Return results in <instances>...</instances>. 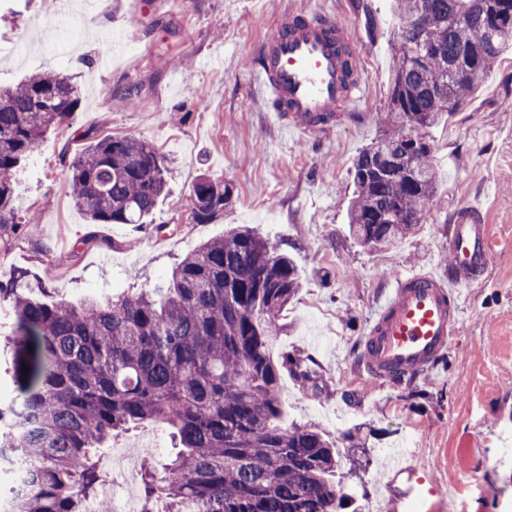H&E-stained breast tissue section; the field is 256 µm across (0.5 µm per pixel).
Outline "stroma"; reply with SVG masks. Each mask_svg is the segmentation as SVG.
Returning <instances> with one entry per match:
<instances>
[{
    "mask_svg": "<svg viewBox=\"0 0 512 512\" xmlns=\"http://www.w3.org/2000/svg\"><path fill=\"white\" fill-rule=\"evenodd\" d=\"M303 3L98 0L81 15L58 12L54 0H0V89L55 69L80 95L23 164L17 221L0 226V286L72 302L132 295L162 285L185 254L230 225L257 227L293 258L302 283L275 348L311 355L326 383L315 394L282 376L287 421L314 422L336 441L359 438L341 470L363 512H512V454L504 452L512 443V54L463 111L427 129L438 188L418 231L369 251L348 233L351 169L382 131L399 15L394 0H318L360 35L365 97L339 113L330 134L302 141L268 124L248 74L271 24ZM92 136H136L172 161L146 223L91 224L76 208L62 153ZM203 174L234 188L232 206L208 224L191 218ZM468 200L482 202L491 226L485 280L465 295L441 368L381 388L360 362L366 323L393 274L447 267L452 214ZM406 438L409 465L438 495L407 497L402 482H389L384 459Z\"/></svg>",
    "mask_w": 512,
    "mask_h": 512,
    "instance_id": "1",
    "label": "stroma"
}]
</instances>
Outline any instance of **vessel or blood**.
I'll return each mask as SVG.
<instances>
[{
  "instance_id": "vessel-or-blood-1",
  "label": "vessel or blood",
  "mask_w": 512,
  "mask_h": 512,
  "mask_svg": "<svg viewBox=\"0 0 512 512\" xmlns=\"http://www.w3.org/2000/svg\"><path fill=\"white\" fill-rule=\"evenodd\" d=\"M358 46L356 30L335 13L319 6L291 11L261 41L250 84L288 133L304 139L325 133L341 106L364 97ZM453 224L446 273L412 268L387 282L362 336V365L370 376L393 384L421 375L451 347L462 293L480 281L491 260V231L480 202L459 206ZM384 466L404 477L407 491L423 483L406 466L404 452L391 453Z\"/></svg>"
}]
</instances>
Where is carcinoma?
Here are the masks:
<instances>
[{
    "label": "carcinoma",
    "mask_w": 512,
    "mask_h": 512,
    "mask_svg": "<svg viewBox=\"0 0 512 512\" xmlns=\"http://www.w3.org/2000/svg\"><path fill=\"white\" fill-rule=\"evenodd\" d=\"M402 17L393 45L383 136L362 149L349 234L364 248H391L422 223L435 193L433 147L426 129L459 111L478 84L451 76L470 55L489 75L512 52V25L478 43L486 9L498 0H397ZM439 58H411L420 42ZM79 91L66 76L36 73L0 92V224L15 223L21 162L76 111ZM420 141L408 139V123ZM402 177L378 173L385 157ZM67 162L75 206L90 224H142L166 192L170 169L148 141L93 140ZM233 186L208 175L194 184V222L208 224L233 199ZM301 288L293 260L247 227L185 255L164 285L134 296L78 304L45 301L0 286L13 314L0 351L10 355L11 396L0 422L19 409L23 427L0 425V460L33 464L31 488L10 512H81L103 478L99 448L133 426L170 431L176 452L157 467L146 450L141 512H360L346 491L337 443L317 425H286L279 380L286 371L303 389L322 390L317 362L300 351L273 355L279 316ZM28 373H23V365Z\"/></svg>",
    "instance_id": "carcinoma-1"
}]
</instances>
